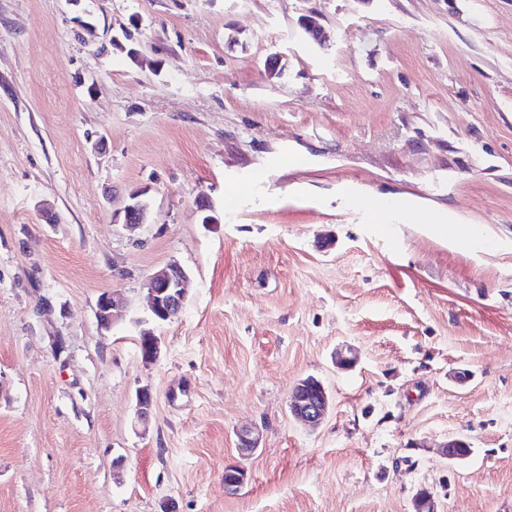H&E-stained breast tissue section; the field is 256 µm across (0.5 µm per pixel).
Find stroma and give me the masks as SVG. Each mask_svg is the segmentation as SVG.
Here are the masks:
<instances>
[{
	"label": "stroma",
	"mask_w": 512,
	"mask_h": 512,
	"mask_svg": "<svg viewBox=\"0 0 512 512\" xmlns=\"http://www.w3.org/2000/svg\"><path fill=\"white\" fill-rule=\"evenodd\" d=\"M174 260L187 302L155 325ZM309 376L315 427L288 408ZM424 488L512 512V0H0V512H414ZM188 280V273L176 261L150 276L147 288L149 309L155 323L162 324L174 315L172 319L177 317L187 300ZM328 408L327 390L324 384L314 377L302 380L294 388L289 399L291 414L308 425L320 424ZM154 397L148 388H141L136 394V416L135 427H142L144 430L151 421L153 412Z\"/></svg>",
	"instance_id": "obj_1"
}]
</instances>
